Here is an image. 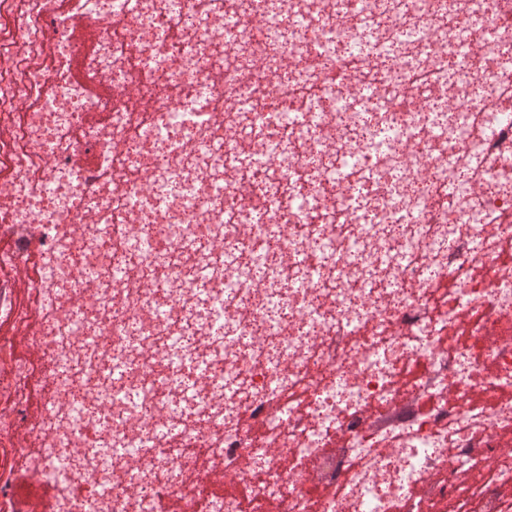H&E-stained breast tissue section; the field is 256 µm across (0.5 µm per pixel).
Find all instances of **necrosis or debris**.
<instances>
[{
    "instance_id": "obj_1",
    "label": "necrosis or debris",
    "mask_w": 512,
    "mask_h": 512,
    "mask_svg": "<svg viewBox=\"0 0 512 512\" xmlns=\"http://www.w3.org/2000/svg\"><path fill=\"white\" fill-rule=\"evenodd\" d=\"M509 57L512 0H0L49 402L0 332V443L53 512H512ZM73 37L81 44L84 55H90L95 50L98 32L96 27L82 17L74 20Z\"/></svg>"
}]
</instances>
